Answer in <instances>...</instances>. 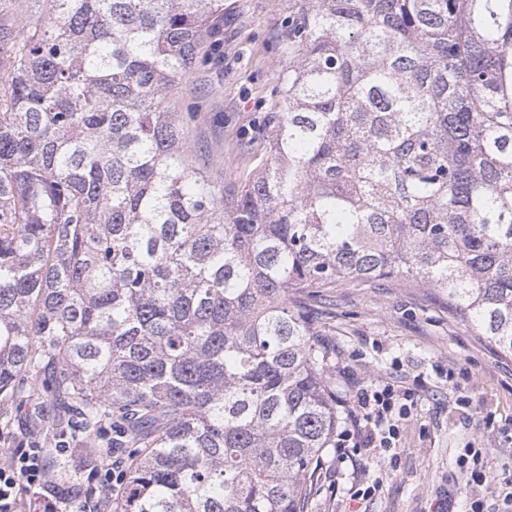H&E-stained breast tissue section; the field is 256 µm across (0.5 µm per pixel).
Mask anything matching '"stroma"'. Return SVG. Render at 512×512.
Masks as SVG:
<instances>
[{"label":"stroma","instance_id":"1","mask_svg":"<svg viewBox=\"0 0 512 512\" xmlns=\"http://www.w3.org/2000/svg\"><path fill=\"white\" fill-rule=\"evenodd\" d=\"M279 0H224L218 58L183 79L169 98L198 114L189 138L196 164L219 169L225 186L244 180L266 148L261 127L273 111L282 69ZM319 314L336 349L340 413L359 389L387 384L411 392L413 406L395 447L328 449L309 493V512H468L459 489L462 448L487 449L488 481L512 474V355L477 336L447 297L391 278L331 289ZM466 403H457L453 386ZM42 431L14 406L0 410V466ZM111 436L76 437L69 457L50 459L54 477L81 483L90 503L104 501L88 470Z\"/></svg>","mask_w":512,"mask_h":512}]
</instances>
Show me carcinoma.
Instances as JSON below:
<instances>
[{
  "mask_svg": "<svg viewBox=\"0 0 512 512\" xmlns=\"http://www.w3.org/2000/svg\"><path fill=\"white\" fill-rule=\"evenodd\" d=\"M7 8L0 405L112 427V512H308L329 288H433L512 354V0H286L279 112L231 190L168 101L224 0Z\"/></svg>",
  "mask_w": 512,
  "mask_h": 512,
  "instance_id": "carcinoma-1",
  "label": "carcinoma"
}]
</instances>
